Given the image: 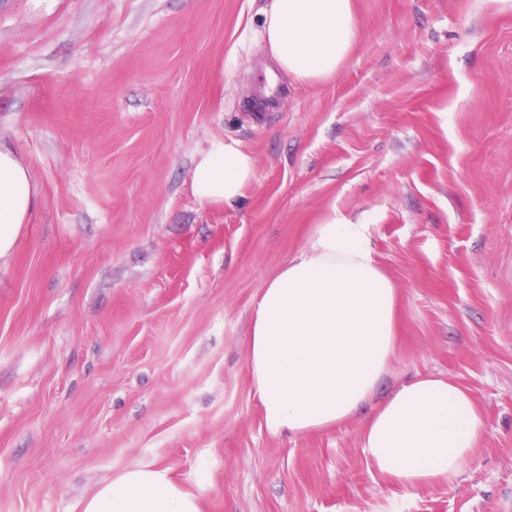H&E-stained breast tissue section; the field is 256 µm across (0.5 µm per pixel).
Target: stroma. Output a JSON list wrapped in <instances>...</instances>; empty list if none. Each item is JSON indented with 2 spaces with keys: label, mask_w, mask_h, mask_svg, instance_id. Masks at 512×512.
Masks as SVG:
<instances>
[{
  "label": "stroma",
  "mask_w": 512,
  "mask_h": 512,
  "mask_svg": "<svg viewBox=\"0 0 512 512\" xmlns=\"http://www.w3.org/2000/svg\"><path fill=\"white\" fill-rule=\"evenodd\" d=\"M264 4L0 0V143L38 192L0 258V512H77L134 464L202 512H512V0H354L336 74L257 110ZM229 137L254 180L199 202ZM333 215L399 297L373 401L436 375L484 414L453 479L382 478L362 413L265 424L251 315ZM254 161L236 139L215 141L195 162L190 182L202 202H231L242 197L254 179Z\"/></svg>",
  "instance_id": "1"
}]
</instances>
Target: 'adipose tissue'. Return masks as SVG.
<instances>
[{"mask_svg": "<svg viewBox=\"0 0 512 512\" xmlns=\"http://www.w3.org/2000/svg\"><path fill=\"white\" fill-rule=\"evenodd\" d=\"M259 36L278 70L301 84L334 75L356 38L352 0H268ZM254 161L235 139L216 141L190 182L203 202L242 197ZM38 201L27 169L0 147V257ZM397 290L373 256L368 227L336 217L315 225L253 312L248 369L271 430L305 433L340 424L368 402L396 351ZM484 429L468 392L416 377L375 406L363 448L375 469L411 491L457 476ZM81 512H201L163 469L127 468L80 503Z\"/></svg>", "mask_w": 512, "mask_h": 512, "instance_id": "adipose-tissue-1", "label": "adipose tissue"}]
</instances>
